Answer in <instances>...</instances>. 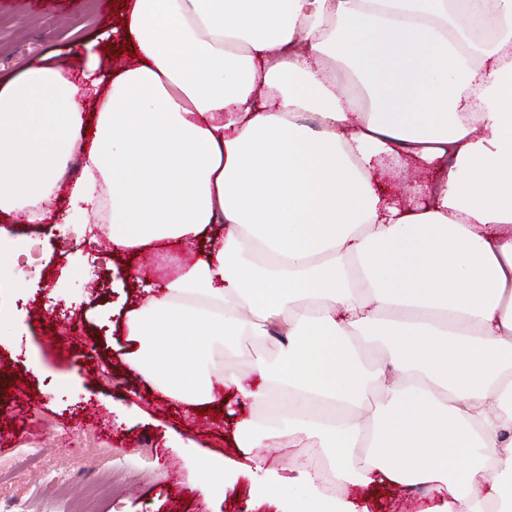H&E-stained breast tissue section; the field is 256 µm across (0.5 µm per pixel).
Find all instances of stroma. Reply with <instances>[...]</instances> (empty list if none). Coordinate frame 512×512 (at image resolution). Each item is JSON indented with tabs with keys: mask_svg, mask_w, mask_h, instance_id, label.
<instances>
[{
	"mask_svg": "<svg viewBox=\"0 0 512 512\" xmlns=\"http://www.w3.org/2000/svg\"><path fill=\"white\" fill-rule=\"evenodd\" d=\"M113 10V0H0V82L51 51L79 77L72 41L100 40L118 22ZM9 239L34 246L35 262L0 266V463L15 466L0 500L25 504L26 512H68L63 499L45 491V471L80 483L110 466L127 476L111 512H246L268 469L299 465L302 448L242 456L233 443L242 411L199 417L154 394L125 363L128 267L159 284L168 276L158 258L171 253L185 263L190 253L154 241L132 262L100 254L97 273L78 278L67 269L88 258L83 240L50 243L41 224L15 225ZM50 331L57 346L44 343ZM30 424L38 433L22 436ZM205 451L226 458L222 481L202 475L197 459ZM342 493L369 512H420L431 503L425 489L346 486Z\"/></svg>",
	"mask_w": 512,
	"mask_h": 512,
	"instance_id": "obj_1",
	"label": "stroma"
}]
</instances>
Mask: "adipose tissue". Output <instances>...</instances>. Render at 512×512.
<instances>
[{
  "label": "adipose tissue",
  "mask_w": 512,
  "mask_h": 512,
  "mask_svg": "<svg viewBox=\"0 0 512 512\" xmlns=\"http://www.w3.org/2000/svg\"><path fill=\"white\" fill-rule=\"evenodd\" d=\"M475 4L133 0L137 66L89 45L81 80L45 57L0 84V213L44 223L82 155L72 223L111 225L116 253L200 244L125 314L152 389L274 407L239 422L243 452L315 448L332 482L428 487L424 512H512V0L484 39ZM386 160L430 172L414 206L377 189ZM276 333L253 381L225 365ZM272 480L306 501L277 512H357L320 474Z\"/></svg>",
  "instance_id": "1"
}]
</instances>
